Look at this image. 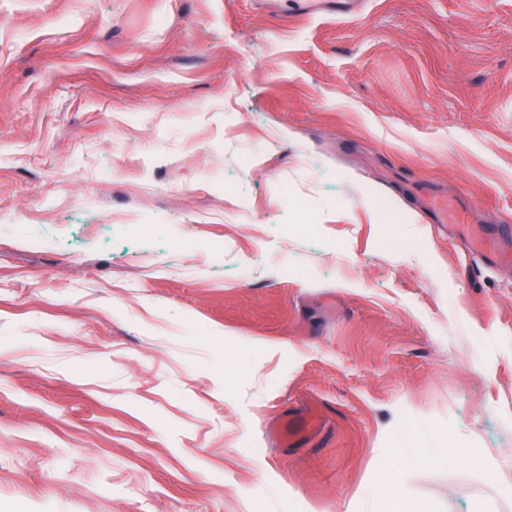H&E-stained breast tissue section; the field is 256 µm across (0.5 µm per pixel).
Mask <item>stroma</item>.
<instances>
[{"label": "stroma", "mask_w": 512, "mask_h": 512, "mask_svg": "<svg viewBox=\"0 0 512 512\" xmlns=\"http://www.w3.org/2000/svg\"><path fill=\"white\" fill-rule=\"evenodd\" d=\"M290 2L0 0V512H512V0Z\"/></svg>", "instance_id": "1"}]
</instances>
